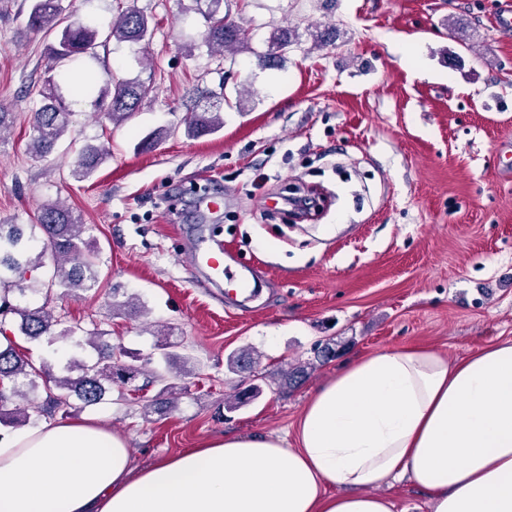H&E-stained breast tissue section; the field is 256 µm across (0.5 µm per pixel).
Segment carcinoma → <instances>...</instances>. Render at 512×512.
Here are the masks:
<instances>
[{
	"label": "carcinoma",
	"instance_id": "1",
	"mask_svg": "<svg viewBox=\"0 0 512 512\" xmlns=\"http://www.w3.org/2000/svg\"><path fill=\"white\" fill-rule=\"evenodd\" d=\"M63 0H27V27L31 31L53 36L48 45L55 64L73 63L80 59H95L98 49L110 41L147 44L153 27L149 17L134 6L123 10L104 27L92 26L64 14ZM212 9L206 18L209 25L204 40L208 47L224 53L241 43L238 27L221 16L223 0H211ZM297 33L276 29L270 37V52L258 56L263 68L275 69L286 60L288 48L294 44ZM100 76L84 69L69 78L71 93L88 97L93 94ZM149 87L135 80H114L100 90L94 105L105 111L107 119L121 123L131 119ZM72 112L62 98L52 92L43 96V103L32 114L29 147L37 157L47 156L68 132ZM224 125L219 111L194 112L186 123V132L192 136L215 133ZM107 151L102 145L87 143L81 147L71 170L76 179L89 178L103 160ZM87 225L81 216L61 200H49L40 205L36 223L0 224V335H6V322H15L18 331L32 339L52 343L78 334L85 341L76 346L89 347L93 355H73L64 367L66 374L56 375L51 365L37 368L16 348L11 339L0 346V380L6 385L0 389V426L15 427L30 422L32 416L43 412L69 415L76 408L75 401L93 406L107 400L112 387H123L135 379L137 370L122 362L126 351L109 343L98 328L69 325L53 314L47 304L32 307L21 305L18 299L27 294L45 291L51 296L53 288H61L59 296H77L96 286L99 279L98 252L93 242L85 238ZM167 371H155L150 383L159 386L155 398L146 401L144 408L159 413L167 408L165 395L170 389L167 372L184 371V358L176 353L164 354ZM257 357L248 350L236 351L228 358L233 370L256 364ZM46 392V402L36 403L32 395Z\"/></svg>",
	"mask_w": 512,
	"mask_h": 512
}]
</instances>
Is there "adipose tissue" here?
Wrapping results in <instances>:
<instances>
[{
    "mask_svg": "<svg viewBox=\"0 0 512 512\" xmlns=\"http://www.w3.org/2000/svg\"><path fill=\"white\" fill-rule=\"evenodd\" d=\"M297 445L224 435L137 470L95 420L0 439V512H512V339L459 361L422 346L358 357L320 385ZM384 492L393 499L395 512H431L426 497L409 481L397 482Z\"/></svg>",
    "mask_w": 512,
    "mask_h": 512,
    "instance_id": "obj_1",
    "label": "adipose tissue"
}]
</instances>
